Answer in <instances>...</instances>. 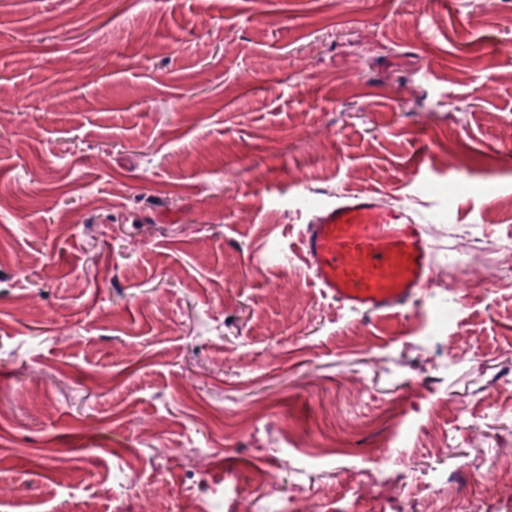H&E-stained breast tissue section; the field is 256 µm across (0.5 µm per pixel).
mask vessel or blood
<instances>
[{
  "label": "vessel or blood",
  "instance_id": "vessel-or-blood-1",
  "mask_svg": "<svg viewBox=\"0 0 512 512\" xmlns=\"http://www.w3.org/2000/svg\"><path fill=\"white\" fill-rule=\"evenodd\" d=\"M302 251L328 294L379 316L413 303L433 267L422 225L369 194L321 206L303 233Z\"/></svg>",
  "mask_w": 512,
  "mask_h": 512
}]
</instances>
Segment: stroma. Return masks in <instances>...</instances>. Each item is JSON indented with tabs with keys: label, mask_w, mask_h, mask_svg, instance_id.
I'll use <instances>...</instances> for the list:
<instances>
[{
	"label": "stroma",
	"mask_w": 512,
	"mask_h": 512,
	"mask_svg": "<svg viewBox=\"0 0 512 512\" xmlns=\"http://www.w3.org/2000/svg\"><path fill=\"white\" fill-rule=\"evenodd\" d=\"M1 139L0 512H512L500 0H0ZM354 191L388 318L302 255ZM319 208L302 236L306 264L342 305L379 316L413 303L432 270L421 224L369 194Z\"/></svg>",
	"instance_id": "35a3bbf8"
}]
</instances>
